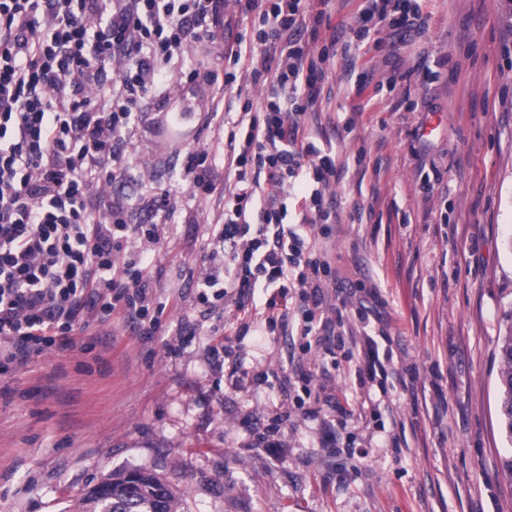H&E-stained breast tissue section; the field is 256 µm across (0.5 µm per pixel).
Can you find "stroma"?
Here are the masks:
<instances>
[{
	"mask_svg": "<svg viewBox=\"0 0 512 512\" xmlns=\"http://www.w3.org/2000/svg\"><path fill=\"white\" fill-rule=\"evenodd\" d=\"M507 0H419L426 31L413 44L372 33L355 59L336 56L316 107L331 142L339 222L316 238L337 272L327 305L341 310L335 357L292 351L282 336L223 335L221 313L200 320L189 280L207 254L194 224L156 251L154 283L167 309L159 336L124 318L92 324L68 350L0 365V512H73L80 493L117 470H155L179 512H512L511 443L497 419L498 345L512 309V13ZM436 71L423 79L419 66ZM393 82L361 103L348 70ZM247 79L182 83L142 112L135 170L185 191L180 150L211 140L209 112L259 101ZM416 111H396L403 97ZM364 111H357V104ZM439 181L424 187L425 175ZM365 304L370 322L355 307ZM204 333L178 348L181 326ZM377 352L375 381L353 392ZM313 374L314 388L347 394L296 408L299 385H237L236 365ZM278 427L280 447L255 434Z\"/></svg>",
	"mask_w": 512,
	"mask_h": 512,
	"instance_id": "35a3bbf8",
	"label": "stroma"
}]
</instances>
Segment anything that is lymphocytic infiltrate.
Here are the masks:
<instances>
[{"label": "lymphocytic infiltrate", "mask_w": 512, "mask_h": 512, "mask_svg": "<svg viewBox=\"0 0 512 512\" xmlns=\"http://www.w3.org/2000/svg\"><path fill=\"white\" fill-rule=\"evenodd\" d=\"M234 0L251 36L224 44L233 65L265 84L260 102L236 114H211L225 136L233 181L217 187L218 153L198 145L179 154L191 199L221 194L216 220L179 203L171 188L141 179L139 204L103 188L132 176L130 149L143 104L171 96L183 79L233 83V70L184 71L204 24L224 25V0H0V360L23 363L74 346L78 323L127 318L135 335L156 336L159 301L151 257L177 225L203 226L211 246L196 279L205 312L228 302L237 335L262 326L287 335L292 297L303 313L300 339L316 337L326 354L336 339L324 318L327 257L308 239L330 236L339 175L336 153L318 146L306 116L321 102L336 54L357 56L371 26L400 40L422 35L417 0H365L353 37L330 34L314 51L329 0ZM115 78H108V71ZM301 210L288 223L287 199ZM150 219L133 221L136 207ZM137 239L127 253L124 242ZM266 294L255 303V292Z\"/></svg>", "instance_id": "f902f5d3"}]
</instances>
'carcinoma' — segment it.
<instances>
[{
	"label": "carcinoma",
	"instance_id": "cac0c4a2",
	"mask_svg": "<svg viewBox=\"0 0 512 512\" xmlns=\"http://www.w3.org/2000/svg\"><path fill=\"white\" fill-rule=\"evenodd\" d=\"M498 418L501 432L512 442V325L499 346ZM112 494L84 490L79 512H178L176 495L162 478L144 468L121 470L101 480Z\"/></svg>",
	"mask_w": 512,
	"mask_h": 512
}]
</instances>
